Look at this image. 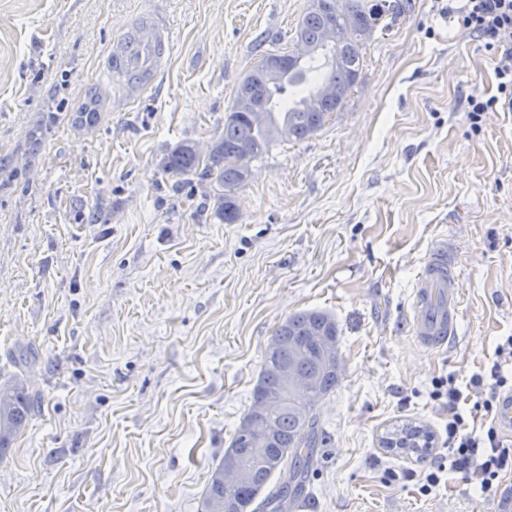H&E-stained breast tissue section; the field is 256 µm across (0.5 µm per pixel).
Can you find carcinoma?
<instances>
[{
	"label": "carcinoma",
	"instance_id": "carcinoma-1",
	"mask_svg": "<svg viewBox=\"0 0 512 512\" xmlns=\"http://www.w3.org/2000/svg\"><path fill=\"white\" fill-rule=\"evenodd\" d=\"M378 14L367 0H350L348 12L336 21V39L326 40V21L320 9L309 6L299 20L293 40L311 47L312 54L291 60L294 51L281 52L286 59L282 75L272 80L265 76L266 62L274 54L266 52L242 78L240 85H251L263 97V111L254 112L234 95L224 118V134L203 152L194 141L172 147L160 163L167 175L199 174L225 190L218 195L219 214L225 223L238 219L239 208L231 190L246 182L237 160L247 152L257 159L276 143H298L316 134L329 117L340 111L346 93L362 71L363 33L373 27ZM324 85L336 95L321 98ZM338 335L332 316L321 310H302L290 314L275 330L276 347L267 351L252 391V402L235 431L224 462L213 470L201 503V512H211L216 500L235 501L236 512H292L306 498V483L317 465V448L328 439L317 405L336 391L340 382L338 356L328 357L316 343L319 333ZM298 369L310 382L299 389L290 387L284 375L288 366ZM265 395L280 400L272 410L276 433L265 459L254 457L248 426L254 421V405ZM38 396L26 388V379L14 375L0 383V457L9 449L17 433L37 407ZM432 435L409 425L397 426L384 440L387 448L400 453L422 455L431 448ZM234 462L247 471L240 484L224 486L220 480L224 463ZM277 483H271L273 476Z\"/></svg>",
	"mask_w": 512,
	"mask_h": 512
}]
</instances>
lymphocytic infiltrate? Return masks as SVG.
<instances>
[{
  "instance_id": "lymphocytic-infiltrate-1",
  "label": "lymphocytic infiltrate",
  "mask_w": 512,
  "mask_h": 512,
  "mask_svg": "<svg viewBox=\"0 0 512 512\" xmlns=\"http://www.w3.org/2000/svg\"><path fill=\"white\" fill-rule=\"evenodd\" d=\"M463 30L486 39L494 52L496 92L491 96L470 95L468 117L472 127H479L486 112H512V42L503 33H512V0H462L461 6L449 7ZM497 357L489 376L470 377L468 388L477 390L476 400H469L455 377L435 380L432 397L448 407V430L443 445L448 450L449 472L476 480L482 494H490L501 475L512 472V448L504 445L499 431L500 396L512 392V372L504 373L502 361H512V335L504 337L495 349Z\"/></svg>"
}]
</instances>
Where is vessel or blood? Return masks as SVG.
I'll use <instances>...</instances> for the list:
<instances>
[{
	"label": "vessel or blood",
	"mask_w": 512,
	"mask_h": 512,
	"mask_svg": "<svg viewBox=\"0 0 512 512\" xmlns=\"http://www.w3.org/2000/svg\"><path fill=\"white\" fill-rule=\"evenodd\" d=\"M171 46L167 27L148 12L113 45L103 63L105 77L120 82L124 100H135L162 75ZM457 280L447 247L435 245L420 271L411 308L415 337L427 350L445 347L456 331Z\"/></svg>",
	"instance_id": "vessel-or-blood-1"
}]
</instances>
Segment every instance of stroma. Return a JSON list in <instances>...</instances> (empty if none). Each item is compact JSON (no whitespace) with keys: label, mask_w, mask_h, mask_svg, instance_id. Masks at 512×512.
Returning <instances> with one entry per match:
<instances>
[{"label":"stroma","mask_w":512,"mask_h":512,"mask_svg":"<svg viewBox=\"0 0 512 512\" xmlns=\"http://www.w3.org/2000/svg\"><path fill=\"white\" fill-rule=\"evenodd\" d=\"M400 2L341 111L254 160L227 224L160 161L220 137L238 83L292 49L310 0H165L167 68L129 106L101 66L152 0H0V376L40 390L0 459V512H200L275 329L308 309L335 318L342 373L317 407L316 512H512V473L487 496L458 474L423 496L405 476L448 463L436 378L488 374L512 335V112L473 131L466 98L494 94L492 52L448 0ZM83 111L99 122L75 126ZM440 240L461 306L428 351L409 317ZM405 420L434 435L423 457L379 444Z\"/></svg>","instance_id":"obj_1"}]
</instances>
